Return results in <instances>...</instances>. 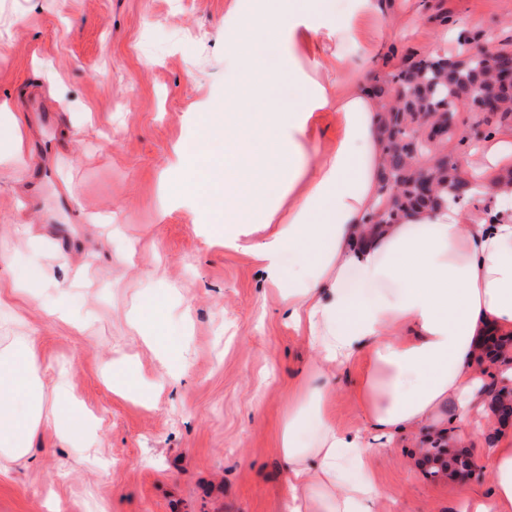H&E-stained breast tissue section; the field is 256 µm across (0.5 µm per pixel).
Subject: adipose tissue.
<instances>
[{"mask_svg": "<svg viewBox=\"0 0 512 512\" xmlns=\"http://www.w3.org/2000/svg\"><path fill=\"white\" fill-rule=\"evenodd\" d=\"M376 0H353L331 18L326 0H234L229 10L231 76L223 107L203 114L194 149L219 175L224 244L238 247L254 225L269 227L249 250L276 288L290 328L317 353L314 380L280 432L288 512H375L383 489L370 455L397 435L469 420L486 405L479 340L512 335V191L498 178L512 168V132L483 141V162L466 167L475 198L374 229L367 220L380 189L379 106L371 89L342 92L336 75L351 64L344 47L368 41ZM278 61L267 53V24ZM317 112L336 115L329 157L308 149ZM493 194L497 217L480 198ZM288 221L275 223L280 203ZM364 368L354 389L363 425L337 427L333 396L318 379L331 368ZM33 345L0 351V470L28 451L39 428L88 445L66 369L44 406ZM493 488L463 512H512V434L488 451Z\"/></svg>", "mask_w": 512, "mask_h": 512, "instance_id": "ef3b65f1", "label": "adipose tissue"}]
</instances>
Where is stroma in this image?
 <instances>
[{
  "label": "stroma",
  "mask_w": 512,
  "mask_h": 512,
  "mask_svg": "<svg viewBox=\"0 0 512 512\" xmlns=\"http://www.w3.org/2000/svg\"><path fill=\"white\" fill-rule=\"evenodd\" d=\"M367 20L379 71L407 54L512 43V0H381ZM228 0H0V101L22 118L23 150L0 121V349L33 343L52 389L72 368L76 408L94 415L84 450L39 429L30 454L0 473V512H287L278 437L314 352L284 325L273 289L247 250L224 245L183 171L200 115L224 98ZM448 15L440 23V15ZM377 70V71H378ZM37 296L15 292L29 270ZM184 348L177 385L132 330ZM129 362L151 401L113 392L100 372ZM353 366L330 377L335 422L360 425ZM469 480L432 477L426 433L371 455L378 512H456L488 494L487 448L512 433L494 405L469 423Z\"/></svg>",
  "instance_id": "stroma-1"
}]
</instances>
